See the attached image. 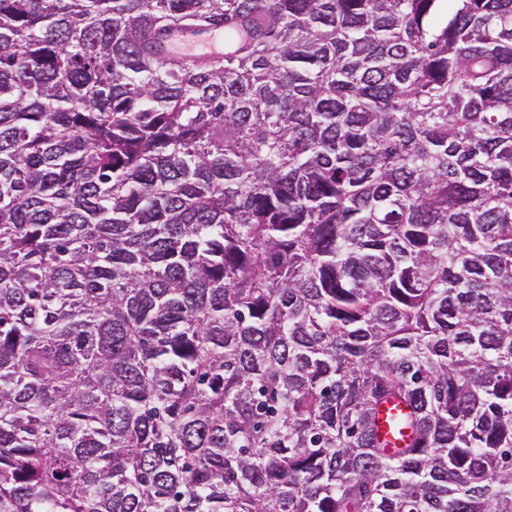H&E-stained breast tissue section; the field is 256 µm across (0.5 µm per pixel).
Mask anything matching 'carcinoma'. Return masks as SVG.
I'll return each mask as SVG.
<instances>
[{"instance_id":"1","label":"carcinoma","mask_w":512,"mask_h":512,"mask_svg":"<svg viewBox=\"0 0 512 512\" xmlns=\"http://www.w3.org/2000/svg\"><path fill=\"white\" fill-rule=\"evenodd\" d=\"M0 512H512V0H0Z\"/></svg>"}]
</instances>
